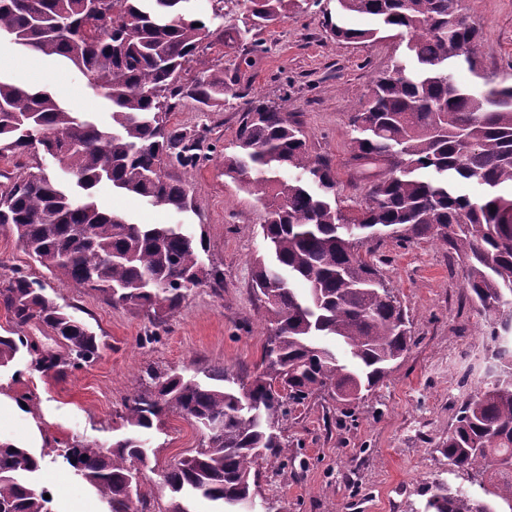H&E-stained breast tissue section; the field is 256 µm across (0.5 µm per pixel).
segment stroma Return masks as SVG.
Instances as JSON below:
<instances>
[{
    "instance_id": "stroma-1",
    "label": "stroma",
    "mask_w": 512,
    "mask_h": 512,
    "mask_svg": "<svg viewBox=\"0 0 512 512\" xmlns=\"http://www.w3.org/2000/svg\"><path fill=\"white\" fill-rule=\"evenodd\" d=\"M480 29L476 52L485 75L512 82V0H466ZM216 0H194L210 36L202 49L208 65L223 75L233 99L203 107L182 98L170 122L212 144L208 159L192 172V207L181 215L133 197L96 191L101 209L126 213L139 224L180 222L205 233L201 259L224 275L222 288L190 289L158 341L142 312L112 307L95 293L70 287L33 262L9 231L0 230V274L15 268L42 278L48 295L76 306V315L108 342L98 360L57 380L33 371L29 357L0 373V398L29 393L38 400L25 414H0V438L45 454L47 441L74 438L111 441L123 399L147 369L177 370L197 377L211 366L232 375L253 373L266 340L265 304L253 289L255 257L264 254L262 203L224 173L234 151L245 103L287 98L310 151L330 159L341 207L351 206L357 169L352 161L349 119L364 108L372 82L400 47L397 40H336L326 18L336 0H305L303 10L274 25L241 35L236 16L215 8ZM29 62L22 72L20 62ZM0 74L56 91L71 109L89 112L111 127L112 106L74 70L0 43ZM373 261L398 293L411 323L407 351L384 382L361 403L337 404L326 394L295 407L281 424L287 458L260 459L254 491L258 507L271 512H427L429 487L448 486L483 496L478 482L437 453L461 404L488 381L495 344L484 318L467 298L462 265L447 248L427 239L392 238L370 244ZM201 441L190 421L172 412L149 435L144 470L152 512H164L169 491L163 470L193 455ZM37 487L53 486L51 512H104L94 490L62 458L45 455Z\"/></svg>"
}]
</instances>
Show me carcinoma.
Returning <instances> with one entry per match:
<instances>
[{
    "instance_id": "cac0c4a2",
    "label": "carcinoma",
    "mask_w": 512,
    "mask_h": 512,
    "mask_svg": "<svg viewBox=\"0 0 512 512\" xmlns=\"http://www.w3.org/2000/svg\"><path fill=\"white\" fill-rule=\"evenodd\" d=\"M190 0H105V19L93 22L85 0H0V39L45 57L67 60L88 86L112 102L108 130L70 111L46 89L0 78V156L39 145L59 158L75 182L66 190L44 174L2 173L0 228L70 286L94 292L114 307L144 310L160 329L185 290L218 272L202 266L205 236L179 224H135L104 212L93 190L110 183L175 213L190 208V170L210 146L169 123L183 97L210 105L229 94L224 78L201 57L209 36L195 26ZM297 0H224L243 6L244 31L277 21ZM341 13L373 18L368 29L331 22L337 39L360 42L388 32L405 42L404 58L378 76L365 107L350 125L353 160L368 172L355 183L360 200L344 212L336 202L331 163L309 152L288 110L263 98L246 102L235 152L224 171L265 201L261 230L268 254L255 260L254 284L269 314L259 372L241 390L224 368L205 379L148 372L151 383L126 397L119 414L125 432L112 442L74 440L63 452L108 505V512H145L141 465L147 433L170 411L202 433L196 454L163 473L172 497L166 512H193L204 498L235 512L253 499L264 450L287 456L277 437L287 403L316 393L371 392L406 351V314L359 248L380 228L395 239H431L464 264V288L499 342L492 380L464 401L437 452L459 470L488 482L490 502L439 486L433 512H512V83L479 91L458 85L461 62L481 78L478 30L464 0H336ZM198 66L189 84L185 66ZM0 308L11 328L0 334V370L23 357L57 379L94 363L105 347L84 322L46 294L42 281L18 269L0 282ZM36 324L52 344L39 348L24 328ZM346 345L340 362L322 345ZM280 384L284 393L272 390ZM41 459L0 442V512H50L46 490L28 477Z\"/></svg>"
}]
</instances>
